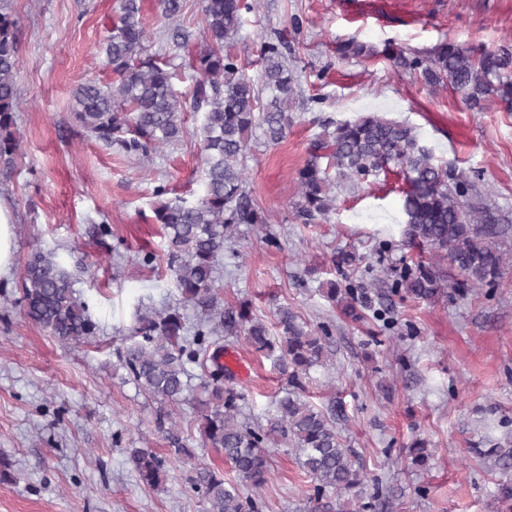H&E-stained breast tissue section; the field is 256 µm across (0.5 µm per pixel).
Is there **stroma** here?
I'll return each mask as SVG.
<instances>
[{"mask_svg":"<svg viewBox=\"0 0 512 512\" xmlns=\"http://www.w3.org/2000/svg\"><path fill=\"white\" fill-rule=\"evenodd\" d=\"M245 14L236 51L255 74L262 41L281 42L300 92L292 125L279 144L251 141L247 189L268 221L243 224L221 261L224 300L251 303L273 323L278 306L293 307L311 325L331 328L333 363L312 371L317 406L335 403L337 429L368 480L366 512H512L501 501L505 478L472 444L506 442L508 428L488 429L486 408L512 422V265L491 288L429 302L380 300L352 321L328 297L331 285L368 281V268L401 267L416 251L403 242L401 177L390 173L336 191V208L304 224L294 218L297 171L327 121L368 112L414 126L438 161L466 172L512 217V111L497 101L473 110L450 91L432 92L419 73L394 66L391 50L427 54L448 40L512 53V0H259ZM18 20L21 96L15 134L20 149L0 199L14 213L16 258L0 277V457L15 480L0 483V512H203L189 486L194 464L222 465L202 447L195 411L177 409L194 463L172 464L164 489L142 484L128 461L134 448L166 454L157 404L131 380L118 349L137 312L176 306L179 294L161 257L158 185L170 196L203 191L197 139L153 154L151 162L91 138L71 117L74 91L85 81H113L102 43L119 0H11ZM150 34L147 58L177 66L175 86L188 128H196V76L184 68L204 33L200 0H186L180 23L186 44H174L157 0H143ZM372 49L345 57L344 44ZM109 224V235L99 233ZM277 237L270 245L269 237ZM56 251L81 301L99 326L96 336L65 345L31 323L14 301L33 247ZM153 251V265L141 261ZM351 255L353 264L341 263ZM243 370V411L266 423L286 383L271 360L240 336L220 341ZM428 442L422 467L407 461L415 438ZM263 512H309V479L284 447L270 448Z\"/></svg>","mask_w":512,"mask_h":512,"instance_id":"stroma-1","label":"stroma"}]
</instances>
